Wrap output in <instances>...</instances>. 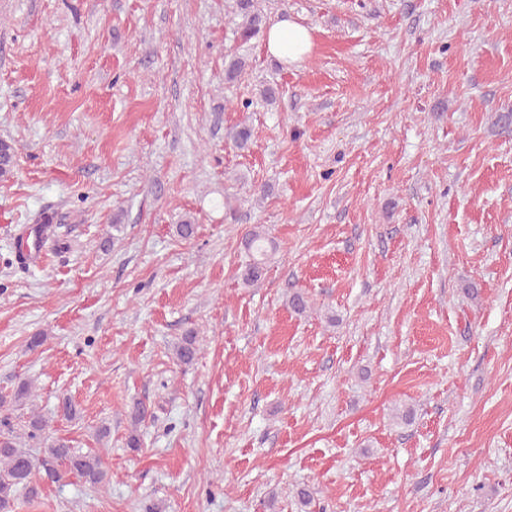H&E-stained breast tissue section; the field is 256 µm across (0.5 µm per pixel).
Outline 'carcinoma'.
I'll use <instances>...</instances> for the list:
<instances>
[{
  "mask_svg": "<svg viewBox=\"0 0 512 512\" xmlns=\"http://www.w3.org/2000/svg\"><path fill=\"white\" fill-rule=\"evenodd\" d=\"M231 13L238 18L237 33L247 42L258 37L266 29L267 14L260 6L259 0H232L228 5ZM247 66L244 58L233 53L224 60V81L232 83L238 79ZM252 137L251 128L241 123L230 133L229 138L240 149L247 147ZM17 163V149L8 140H0V178L13 174ZM245 246L250 253V260L238 275L242 285L253 287L261 281L266 271L269 251L273 249L272 241L264 226L256 224L245 234ZM288 307L296 314L308 312L312 303L301 292L288 296ZM200 346L196 335L190 334L174 345V358L180 365L193 364L199 354ZM32 396V385L21 383L13 398L9 401L0 399V512H12L16 495L26 491V495H38L33 484L34 472L42 468L48 472H57V467H66L67 472L79 476L93 484H100L106 477L104 461L98 453H82L64 440L54 441L44 449L43 456L35 458L25 449L18 447L12 425L11 408L21 406Z\"/></svg>",
  "mask_w": 512,
  "mask_h": 512,
  "instance_id": "obj_1",
  "label": "carcinoma"
}]
</instances>
